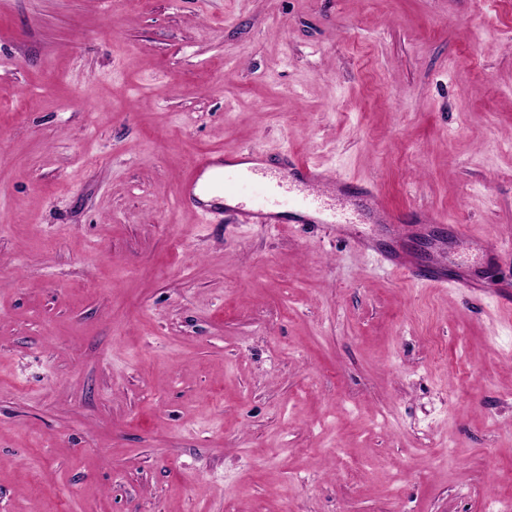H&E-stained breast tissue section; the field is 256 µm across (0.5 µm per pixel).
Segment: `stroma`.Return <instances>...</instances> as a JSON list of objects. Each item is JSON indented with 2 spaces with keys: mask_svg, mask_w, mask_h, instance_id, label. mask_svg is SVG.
Returning a JSON list of instances; mask_svg holds the SVG:
<instances>
[{
  "mask_svg": "<svg viewBox=\"0 0 512 512\" xmlns=\"http://www.w3.org/2000/svg\"><path fill=\"white\" fill-rule=\"evenodd\" d=\"M375 180L379 250L512 281V0H0V512H491L512 319L329 224L180 204L197 153Z\"/></svg>",
  "mask_w": 512,
  "mask_h": 512,
  "instance_id": "1",
  "label": "stroma"
}]
</instances>
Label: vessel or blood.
Masks as SVG:
<instances>
[{
	"label": "vessel or blood",
	"mask_w": 512,
	"mask_h": 512,
	"mask_svg": "<svg viewBox=\"0 0 512 512\" xmlns=\"http://www.w3.org/2000/svg\"><path fill=\"white\" fill-rule=\"evenodd\" d=\"M284 159L288 175L283 178L271 168L243 165L241 159L223 150L206 152L196 158L181 179L178 198L183 204L210 215L223 214L225 199H235L239 214L254 224L279 223L281 214L287 212L309 221L331 224L337 234L348 235L354 248L367 253L373 249L371 236L362 231L348 233L350 217L328 208L323 197L314 193V185L331 183L337 193L356 198L382 223L394 226L405 221V214L383 204L374 181L339 176L291 153L285 154ZM380 263L388 271L423 286L466 288L470 285L466 279H449L441 267L421 270L410 260L391 253L381 254Z\"/></svg>",
	"instance_id": "obj_1"
}]
</instances>
